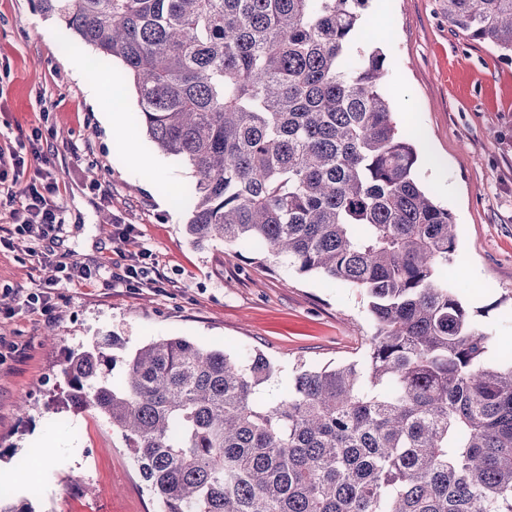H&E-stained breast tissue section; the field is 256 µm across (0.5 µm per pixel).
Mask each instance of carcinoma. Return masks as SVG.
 <instances>
[{"instance_id": "carcinoma-1", "label": "carcinoma", "mask_w": 512, "mask_h": 512, "mask_svg": "<svg viewBox=\"0 0 512 512\" xmlns=\"http://www.w3.org/2000/svg\"><path fill=\"white\" fill-rule=\"evenodd\" d=\"M369 0H33L119 61L135 123L196 181L185 230L365 290L361 359L296 368L281 400L261 352L184 337L62 368L68 400L121 432L161 512H512V362L440 271L452 213L415 175L361 44ZM448 22L512 58V0H444Z\"/></svg>"}]
</instances>
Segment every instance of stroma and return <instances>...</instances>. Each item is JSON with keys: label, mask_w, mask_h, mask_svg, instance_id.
<instances>
[{"label": "stroma", "mask_w": 512, "mask_h": 512, "mask_svg": "<svg viewBox=\"0 0 512 512\" xmlns=\"http://www.w3.org/2000/svg\"><path fill=\"white\" fill-rule=\"evenodd\" d=\"M364 19V36L387 57L391 106L417 141L418 179L459 226L448 282L488 332L490 357L512 356V60L449 24L442 0H370ZM75 44L32 0H0V150L41 133L28 168L57 180L64 219L41 239L18 234L0 186V498L29 500L35 512H159L121 434L66 405L70 351L104 336L127 353L172 336L230 354L257 349L278 369L260 389L275 402L297 364L360 359L372 326L362 289L254 262L243 246L192 245V203L181 194L192 167L134 125L138 96L120 64L74 73ZM101 82L98 103L87 88ZM105 105L123 112V133L102 124ZM142 147L159 163L154 175L131 160ZM118 224L133 228L128 249L149 251L150 284H50L57 265L120 271ZM29 292L46 293L48 310L24 307Z\"/></svg>", "instance_id": "stroma-1"}]
</instances>
